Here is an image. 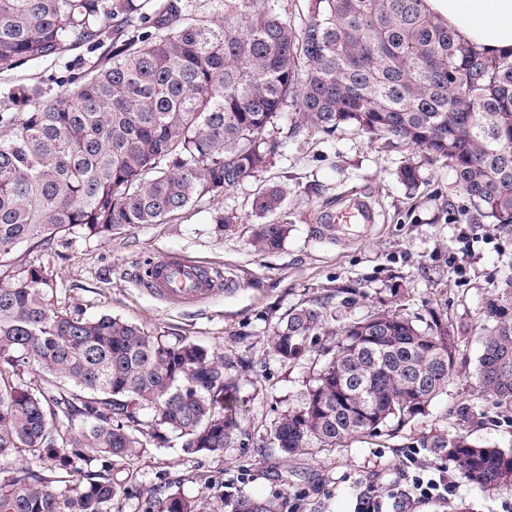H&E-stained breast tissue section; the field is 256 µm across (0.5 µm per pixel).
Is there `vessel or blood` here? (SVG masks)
Instances as JSON below:
<instances>
[{"mask_svg": "<svg viewBox=\"0 0 512 512\" xmlns=\"http://www.w3.org/2000/svg\"><path fill=\"white\" fill-rule=\"evenodd\" d=\"M331 229L370 225L373 214L368 204L354 199L329 217ZM142 281L149 291L162 299L184 304L206 302L219 292L229 290L230 283L219 272L177 254L152 259L144 268Z\"/></svg>", "mask_w": 512, "mask_h": 512, "instance_id": "obj_1", "label": "vessel or blood"}]
</instances>
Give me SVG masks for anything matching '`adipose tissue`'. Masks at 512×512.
<instances>
[{
    "mask_svg": "<svg viewBox=\"0 0 512 512\" xmlns=\"http://www.w3.org/2000/svg\"><path fill=\"white\" fill-rule=\"evenodd\" d=\"M464 42L496 55L512 50V0H427Z\"/></svg>",
    "mask_w": 512,
    "mask_h": 512,
    "instance_id": "ef3b65f1",
    "label": "adipose tissue"
}]
</instances>
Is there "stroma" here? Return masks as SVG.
Listing matches in <instances>:
<instances>
[{
  "label": "stroma",
  "mask_w": 512,
  "mask_h": 512,
  "mask_svg": "<svg viewBox=\"0 0 512 512\" xmlns=\"http://www.w3.org/2000/svg\"><path fill=\"white\" fill-rule=\"evenodd\" d=\"M107 47L81 46L0 73V107L16 84H37L56 95L67 78L104 63ZM294 109L268 127L281 148L267 166L225 190L219 204L201 201L155 224L132 225L105 241L75 235L56 238L50 268L62 304L87 318L110 314L169 340L188 339L224 354L239 380L240 441L223 453L190 456L177 439L151 445L130 464L133 475L120 512H155L171 494L195 497L204 512H224L228 495L274 499L282 512H353L359 486L385 490L404 476L409 447L433 435H465L496 448H512V408L482 396L478 361L483 338L495 321L488 300L512 286V226L477 222L467 201L454 192L445 162L385 138L353 130L325 137L295 129ZM417 166L420 182L399 178ZM282 186L286 198L276 218L287 224L281 247L255 252L259 224L252 201L259 190ZM369 200L375 222L364 234H317L339 199ZM231 216L216 229L214 207ZM177 253L219 269L233 289L200 305L163 301L140 283L149 259ZM328 303L329 328L377 310L428 318L438 314L458 338L446 390L425 414L390 422L378 436H361L337 448H310L283 457L269 443L272 423L296 405L329 346L319 335L305 358L284 363L270 352L274 330L291 308ZM512 512V487L483 491L460 482L447 506L422 512Z\"/></svg>",
  "instance_id": "stroma-1"
}]
</instances>
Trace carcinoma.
I'll list each match as a JSON object with an SVG mask.
<instances>
[{"label": "carcinoma", "instance_id": "cac0c4a2", "mask_svg": "<svg viewBox=\"0 0 512 512\" xmlns=\"http://www.w3.org/2000/svg\"><path fill=\"white\" fill-rule=\"evenodd\" d=\"M143 0H0V71L78 45L103 44L117 19L133 28L112 57L62 93L18 85L0 111V512H112L118 474L171 434L187 455H212L242 435L238 378L224 355L171 343L108 314L85 318L54 299L45 246L60 235L106 240L156 224L267 166V128L287 103L301 126L349 128L444 160L475 220L512 225V52L465 43L426 0H307L301 25L281 0H216L211 20L169 5L147 19ZM272 187L259 217L281 209ZM287 225L268 221L257 252L278 249ZM23 256H17L21 246ZM480 388L512 406V316L491 306ZM328 308L301 304L280 320L272 354L300 359L326 330ZM455 337L371 312L335 334L297 405L271 427L288 456L336 448L426 412L448 386ZM459 463L484 489L512 486V450L464 436L421 444ZM26 454L43 473L26 480ZM227 512H276L241 493ZM157 512H200L181 494Z\"/></svg>", "mask_w": 512, "mask_h": 512}]
</instances>
